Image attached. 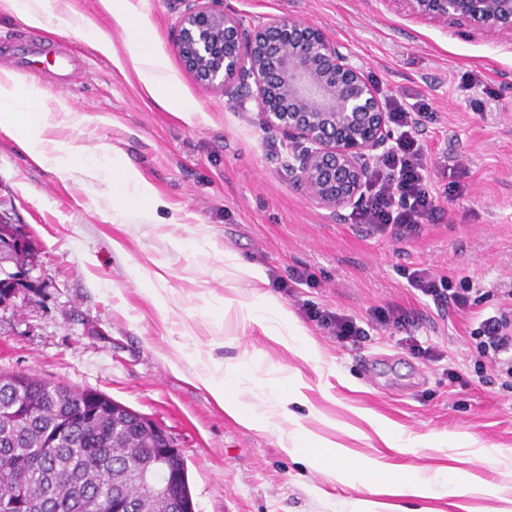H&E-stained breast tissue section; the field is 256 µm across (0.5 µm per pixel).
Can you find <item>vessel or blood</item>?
Returning <instances> with one entry per match:
<instances>
[{
  "instance_id": "vessel-or-blood-1",
  "label": "vessel or blood",
  "mask_w": 512,
  "mask_h": 512,
  "mask_svg": "<svg viewBox=\"0 0 512 512\" xmlns=\"http://www.w3.org/2000/svg\"><path fill=\"white\" fill-rule=\"evenodd\" d=\"M42 57L53 58L50 76L62 87H72L85 72L80 57L45 37H29L10 46L0 44V62L20 73L36 71Z\"/></svg>"
}]
</instances>
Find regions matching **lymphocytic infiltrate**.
Masks as SVG:
<instances>
[{
	"label": "lymphocytic infiltrate",
	"instance_id": "obj_1",
	"mask_svg": "<svg viewBox=\"0 0 512 512\" xmlns=\"http://www.w3.org/2000/svg\"><path fill=\"white\" fill-rule=\"evenodd\" d=\"M383 106L399 134L372 171L364 204L352 213L356 224L370 232H417L437 211V195L428 178V152L420 140L423 105L404 98L387 97ZM411 288L440 307L448 305L470 314L469 337L480 358L486 359L504 386L512 388V290L501 292L502 302L494 314L474 311L473 289L468 279L452 281L426 269L408 273ZM299 310L340 342H360L365 329L349 315L316 302L303 301Z\"/></svg>",
	"mask_w": 512,
	"mask_h": 512
}]
</instances>
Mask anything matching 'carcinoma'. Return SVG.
<instances>
[{
    "label": "carcinoma",
    "instance_id": "obj_1",
    "mask_svg": "<svg viewBox=\"0 0 512 512\" xmlns=\"http://www.w3.org/2000/svg\"><path fill=\"white\" fill-rule=\"evenodd\" d=\"M31 244L0 256L25 268ZM97 392L28 375L0 385V512H112V484L127 490L124 512H140L147 489L138 481L144 445L131 414Z\"/></svg>",
    "mask_w": 512,
    "mask_h": 512
}]
</instances>
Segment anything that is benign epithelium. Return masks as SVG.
Returning a JSON list of instances; mask_svg holds the SVG:
<instances>
[{"label":"benign epithelium","mask_w":512,"mask_h":512,"mask_svg":"<svg viewBox=\"0 0 512 512\" xmlns=\"http://www.w3.org/2000/svg\"><path fill=\"white\" fill-rule=\"evenodd\" d=\"M175 48L205 92L248 89L264 127L301 145L297 189L331 212L360 206L379 150L394 132L383 103L347 46L290 16L246 24L226 0H172ZM404 13L442 28L469 27L512 43V0H393ZM173 445L151 448L140 479L151 512H186L177 486L159 479Z\"/></svg>","instance_id":"7a95c632"}]
</instances>
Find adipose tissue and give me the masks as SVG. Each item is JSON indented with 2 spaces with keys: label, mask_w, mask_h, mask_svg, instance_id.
Listing matches in <instances>:
<instances>
[{
  "label": "adipose tissue",
  "mask_w": 512,
  "mask_h": 512,
  "mask_svg": "<svg viewBox=\"0 0 512 512\" xmlns=\"http://www.w3.org/2000/svg\"><path fill=\"white\" fill-rule=\"evenodd\" d=\"M0 4L22 18L26 23L40 26L51 23L62 31L82 34L101 51H109L110 45L99 36L96 22L79 11L65 15L53 12L51 0H40L39 9H32L30 0H0ZM103 10L123 29L126 46L138 78L146 93L159 106L181 112L193 111L191 102L180 98L165 61L156 53L151 39L131 0H100ZM42 96L36 86L19 89L17 77L9 72L0 73V127L20 128V146L38 164L53 165L63 172L112 174V201L121 210H138L144 219H152L162 207L163 201L153 186L142 178L132 165L116 155L106 153L89 156L83 148L44 139L48 125L47 113L36 109ZM224 270L246 280L258 293L252 299L239 302L238 308L244 320L259 325L265 336L289 350L305 355L316 353L315 342L308 338L302 327L287 308L274 297L259 290L265 281L263 271L244 262L238 255H224Z\"/></svg>",
  "instance_id": "obj_1"
}]
</instances>
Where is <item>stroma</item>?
Listing matches in <instances>:
<instances>
[{"label": "stroma", "mask_w": 512, "mask_h": 512, "mask_svg": "<svg viewBox=\"0 0 512 512\" xmlns=\"http://www.w3.org/2000/svg\"><path fill=\"white\" fill-rule=\"evenodd\" d=\"M244 19L295 16L348 42L382 96L424 97L431 116L421 141L439 194L435 217L414 235H377L349 215L320 208L294 185L291 147L261 126L255 105L236 94H208L184 69L171 39L169 0L140 9L157 53L180 96L179 112L157 105L138 80L125 34L99 0H57L90 15L112 43L104 55L83 35H58L85 55L87 73L72 94L43 76L47 138L108 151L132 164L164 201L151 223L112 209L103 174L68 176L36 165L14 131L0 129V220L19 226L38 253L32 287L0 304V373L34 374L97 391L156 421L186 464L194 512H332L365 492L332 481L285 453L277 433L247 429L211 395L188 383L200 363L247 359L255 377L276 367L296 378L308 400L300 423L354 456L470 472L498 495L452 498L377 496L376 512H512V466L479 461L461 440L500 448L512 458V392L494 373L478 375L467 340L468 318L418 298L405 271L426 268L479 288L490 312L512 289V44L460 30L451 34L405 15L394 0H232ZM88 122H78V115ZM457 164L455 177L444 168ZM209 246L196 248L197 235ZM265 273H314L318 287L296 295L267 285L288 308L322 303L355 317L368 335L337 341L310 321L301 326L318 347L299 355L256 324L225 314L224 302L247 291L224 278L225 251ZM397 305L410 332L435 352L429 361L378 325L375 308ZM420 441L416 453L387 447L364 418Z\"/></svg>", "instance_id": "obj_1"}]
</instances>
